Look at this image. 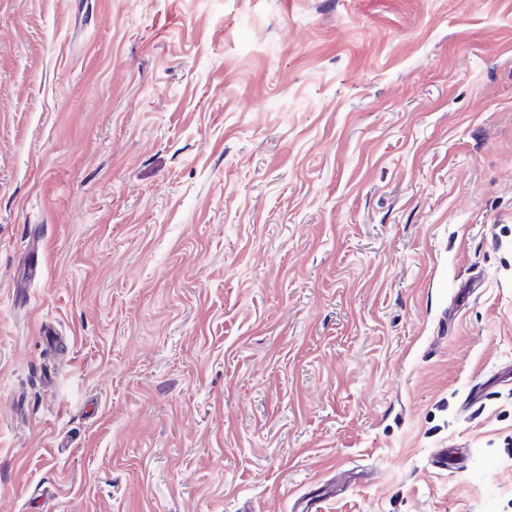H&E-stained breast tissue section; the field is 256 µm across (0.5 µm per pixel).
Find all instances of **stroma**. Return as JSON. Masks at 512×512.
<instances>
[{"instance_id": "35a3bbf8", "label": "stroma", "mask_w": 512, "mask_h": 512, "mask_svg": "<svg viewBox=\"0 0 512 512\" xmlns=\"http://www.w3.org/2000/svg\"><path fill=\"white\" fill-rule=\"evenodd\" d=\"M510 365L512 0H0V512H512Z\"/></svg>"}]
</instances>
